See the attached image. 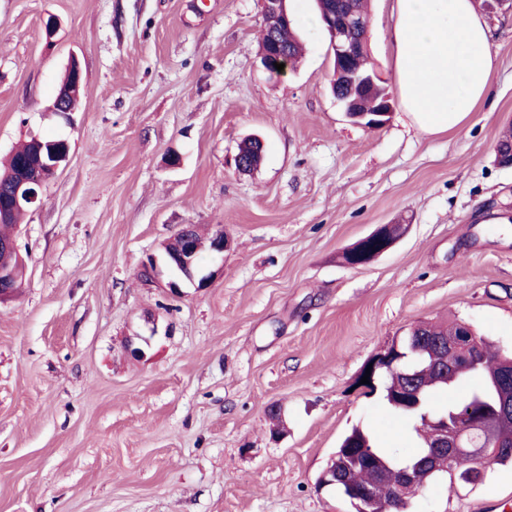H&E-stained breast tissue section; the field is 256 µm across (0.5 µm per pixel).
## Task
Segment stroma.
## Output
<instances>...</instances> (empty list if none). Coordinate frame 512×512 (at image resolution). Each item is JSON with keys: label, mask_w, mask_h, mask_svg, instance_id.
Wrapping results in <instances>:
<instances>
[{"label": "stroma", "mask_w": 512, "mask_h": 512, "mask_svg": "<svg viewBox=\"0 0 512 512\" xmlns=\"http://www.w3.org/2000/svg\"><path fill=\"white\" fill-rule=\"evenodd\" d=\"M288 8L304 55L279 77L258 57L261 0H0V162L33 136L70 147L19 226L22 284L0 303V512H354L319 484L341 439L415 441L357 389L371 357L453 319L512 352V168L495 162L512 6L485 12L493 98L435 135L398 106L377 129L348 119L317 0ZM368 11L392 93V0ZM73 58L87 92L65 119L51 106ZM249 135L263 158L240 172ZM382 224L407 232L344 264ZM187 225L232 247L201 256L207 288L174 296L142 271ZM487 500L512 501V467L474 486L440 476L408 512ZM402 232L403 231L400 224L380 225L372 233L357 241L360 244L372 246L371 251L366 256V258H364L363 260L356 259V251L354 250V246L352 245L346 249L347 255L350 260L349 262H346L347 258L344 254L343 258L346 260L344 262L352 267L364 266L368 264L374 258L387 252L393 246L396 240L401 236Z\"/></svg>", "instance_id": "1"}]
</instances>
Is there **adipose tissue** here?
I'll list each match as a JSON object with an SVG mask.
<instances>
[{
	"instance_id": "1",
	"label": "adipose tissue",
	"mask_w": 512,
	"mask_h": 512,
	"mask_svg": "<svg viewBox=\"0 0 512 512\" xmlns=\"http://www.w3.org/2000/svg\"><path fill=\"white\" fill-rule=\"evenodd\" d=\"M392 79L425 133L461 128L493 95L492 30L473 0H394Z\"/></svg>"
}]
</instances>
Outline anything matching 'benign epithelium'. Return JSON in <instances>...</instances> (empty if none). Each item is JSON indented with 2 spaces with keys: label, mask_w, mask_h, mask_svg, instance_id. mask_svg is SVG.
<instances>
[{
  "label": "benign epithelium",
  "mask_w": 512,
  "mask_h": 512,
  "mask_svg": "<svg viewBox=\"0 0 512 512\" xmlns=\"http://www.w3.org/2000/svg\"><path fill=\"white\" fill-rule=\"evenodd\" d=\"M322 21L330 36L334 59L340 64L334 78L341 79L361 94L376 86V81L380 80L376 71H362L352 66V61L357 56L368 52L367 45L360 40L357 32L362 28H368L369 22L353 13L339 16L332 12L325 13ZM263 23L272 31L291 26L293 17L288 11L287 0H263ZM259 57L264 69L272 75H282L274 66L276 62L285 64L287 69L290 68L284 50L274 39L269 40L259 50ZM86 91L80 65L73 59L68 64L65 78L57 93L56 106L52 111L63 116L75 111ZM343 111L353 122L368 129H376L386 124L393 111V105L390 96L386 95L372 111L363 112L354 103L343 105ZM32 147L37 164L33 166L27 159L19 161L9 192L0 198L1 224L8 223L17 211H24L35 205L42 188L54 179L58 171L69 161V144L66 140L44 142L34 138ZM401 234L402 227L399 224H383L377 227L372 233L358 240L360 244L371 246L366 258L356 259L354 247L347 248L348 265L358 267L368 264L387 252ZM163 249L166 265L174 275V279L167 283V287L170 293L179 294L181 281L195 280L197 250L192 228H183L172 240L164 244ZM21 263L23 259L15 235L0 237V284L9 282L14 275L15 265ZM433 344L437 350V356L432 358L434 362L451 357L456 360L459 367L468 370L478 366L481 360L482 346L479 336L472 326L464 321L458 322L447 335L434 339ZM398 353V349L388 346L375 354L370 360V383L362 384L360 388L365 392L377 390V381L394 367L398 361ZM416 384L417 374L405 373L401 388L392 392V396L403 404L410 403L419 396ZM498 385L503 390V396L497 417H512V397L508 395L512 390V371L503 373L498 379ZM494 427L495 421L472 413L459 415L452 420L442 417L433 421L432 434L422 457L415 464L399 470L397 489L401 501L397 502L396 508L402 509V501L424 487V483L417 478L421 469H437L450 459H461L468 464H477L480 471L484 470L493 462L498 448L470 449L469 438L477 435L484 441L489 440L493 436ZM378 492L379 484L375 480L350 490L355 504L371 498Z\"/></svg>",
  "instance_id": "1"
}]
</instances>
